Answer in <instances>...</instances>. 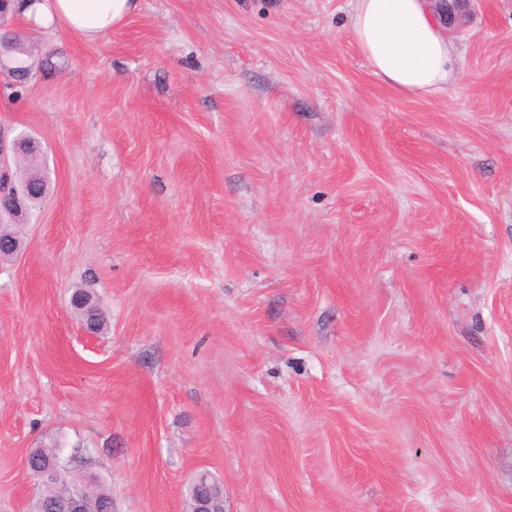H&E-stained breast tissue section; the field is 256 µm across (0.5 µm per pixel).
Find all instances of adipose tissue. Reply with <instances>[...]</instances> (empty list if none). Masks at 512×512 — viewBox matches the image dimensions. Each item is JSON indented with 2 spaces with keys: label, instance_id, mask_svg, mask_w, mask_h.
Listing matches in <instances>:
<instances>
[{
  "label": "adipose tissue",
  "instance_id": "obj_1",
  "mask_svg": "<svg viewBox=\"0 0 512 512\" xmlns=\"http://www.w3.org/2000/svg\"><path fill=\"white\" fill-rule=\"evenodd\" d=\"M24 21L60 26L93 42L139 9V0H20ZM354 39L375 75L399 92L435 95L461 68L455 44L430 0H353Z\"/></svg>",
  "mask_w": 512,
  "mask_h": 512
}]
</instances>
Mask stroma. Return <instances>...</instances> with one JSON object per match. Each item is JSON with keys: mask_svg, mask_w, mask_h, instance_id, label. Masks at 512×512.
<instances>
[{"mask_svg": "<svg viewBox=\"0 0 512 512\" xmlns=\"http://www.w3.org/2000/svg\"><path fill=\"white\" fill-rule=\"evenodd\" d=\"M352 0H140L87 43L9 26L0 137L50 192L0 261V512L57 444L114 512H512V0L418 98ZM106 316L86 334L70 305ZM75 293L90 294V293L82 291V290L76 291ZM85 294L84 295H74L73 294L71 297V300H70V304H71L72 308H74V310H76V311H82V310L85 311V319L82 320L83 329L89 335H96V334H98V330H99V332H102L105 329L106 319H105L103 313H101L98 329L96 328L95 324L89 322V317H90V320L92 321L95 319L94 315L99 313V306L93 301V297H88ZM206 479H211L210 484L205 485V491L203 495L199 496V499H194V505L187 511L192 512H226L224 508V488L219 482L214 480L209 473L203 472Z\"/></svg>", "mask_w": 512, "mask_h": 512, "instance_id": "obj_1", "label": "stroma"}]
</instances>
